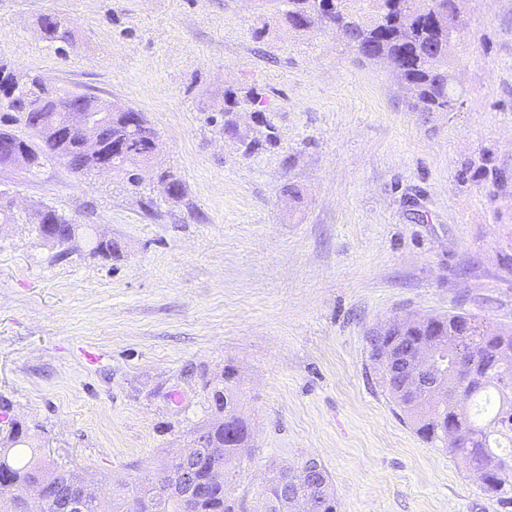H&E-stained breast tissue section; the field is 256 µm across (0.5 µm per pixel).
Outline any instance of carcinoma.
<instances>
[{
    "label": "carcinoma",
    "mask_w": 512,
    "mask_h": 512,
    "mask_svg": "<svg viewBox=\"0 0 512 512\" xmlns=\"http://www.w3.org/2000/svg\"><path fill=\"white\" fill-rule=\"evenodd\" d=\"M269 10L293 31H306L316 25L330 24L343 28L347 46L357 53L361 62L378 63L389 60L399 68L398 77L416 90L410 108L417 112H446L448 100L458 99L456 86L451 84L448 61V18L459 14L458 0H413L409 10L397 11L390 0H265ZM37 24L41 38L61 49L74 42L72 31L55 14H43ZM35 86L18 98L7 100L8 118L30 131L20 136L0 128V137L10 138L14 148L25 154L20 166L30 173L40 171L48 162L60 160L72 171L94 173L88 158H75L83 131L73 128L69 143L58 146L41 136L49 122L76 112L89 113L99 100H84L61 94L52 102L43 103L46 81L33 77ZM255 103L252 94L238 96L224 92L219 107L224 123L219 132L230 129V116L242 107ZM137 130L142 136L129 141L120 136L122 129H105L102 134L116 135V141L128 142L125 154L118 160L115 173L126 176L131 183L139 182L137 172L148 166L152 156L146 151L147 138L156 137L144 116H139ZM236 139L250 154L278 141L276 126L264 119V132L248 136L235 131ZM71 220L45 207L36 213L35 231L40 239L53 234L54 225L69 224ZM90 253L112 259L118 247L112 241L87 232ZM467 350L468 362L475 375L464 391L461 401L450 397L437 405L423 393L406 384V373H393L390 361L397 356L415 358L422 346H431L447 360L456 355L458 346ZM378 384L388 393L402 413L411 421L415 432L432 447L444 445L443 430L448 424L458 425L464 432L461 444L448 450L468 471L482 473L484 493L500 499L512 498V452L502 451V441L512 444V330L489 325L473 315L448 313L418 323L410 316L398 320L380 345L370 350ZM210 408L207 420L190 431V442L198 445L190 476L205 487L202 497L187 496L179 482V466L168 455L155 469L169 473L166 483L160 484L151 475L127 480L97 476L71 463L59 461L41 447L29 441V432L10 414V403L0 402V419H8L0 434V512H25L23 492L40 489L48 494L45 512H65L69 499L78 492L85 493L83 512H101L95 497L97 486L112 487L110 512H133L131 498L148 502V512H265L272 503L280 512H288V500L307 496L315 512H337L332 479L323 464L311 475L310 481L296 482L298 471L311 465L313 458L289 464H274L269 468L261 493L255 495L250 510L244 503L229 495L232 482L231 467L249 451L250 428L239 410L240 388L236 369L231 364L209 373L202 384ZM25 447L28 456L19 460L12 449Z\"/></svg>",
    "instance_id": "1"
}]
</instances>
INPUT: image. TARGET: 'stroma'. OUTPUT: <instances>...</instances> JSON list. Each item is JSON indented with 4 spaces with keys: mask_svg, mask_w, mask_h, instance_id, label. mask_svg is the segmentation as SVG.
I'll return each mask as SVG.
<instances>
[{
    "mask_svg": "<svg viewBox=\"0 0 512 512\" xmlns=\"http://www.w3.org/2000/svg\"><path fill=\"white\" fill-rule=\"evenodd\" d=\"M460 8L463 105L424 113L385 64L334 33L288 30L263 0H0V61L142 112L159 143L136 186L60 161L35 177L0 166L14 202L0 400L34 444L144 476L206 421L202 377L230 363L252 434L233 495H252L271 462L312 456L338 512H512L405 422L366 340L406 314L512 329V0ZM44 13L72 46L42 40ZM249 87L279 141L247 154L205 108ZM485 159L502 186L477 176ZM40 204L112 238L119 258L60 255L32 227Z\"/></svg>",
    "mask_w": 512,
    "mask_h": 512,
    "instance_id": "1",
    "label": "stroma"
}]
</instances>
